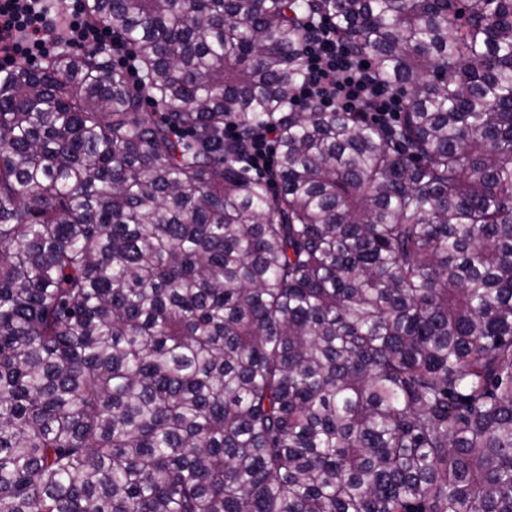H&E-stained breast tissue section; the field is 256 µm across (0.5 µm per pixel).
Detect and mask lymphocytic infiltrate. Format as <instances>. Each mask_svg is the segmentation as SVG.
Segmentation results:
<instances>
[{
  "label": "lymphocytic infiltrate",
  "mask_w": 512,
  "mask_h": 512,
  "mask_svg": "<svg viewBox=\"0 0 512 512\" xmlns=\"http://www.w3.org/2000/svg\"><path fill=\"white\" fill-rule=\"evenodd\" d=\"M78 46L110 50L129 73L137 65L130 51L116 37L89 22L84 7L68 10L59 19L52 0H0V74L20 57H47L60 40ZM305 79L294 91L291 104L302 110L319 105L323 110H366L392 124L405 109V100L388 90L353 57L330 21L313 20L303 46ZM274 132L258 131L249 142L244 166L250 175L271 177L275 160Z\"/></svg>",
  "instance_id": "1"
}]
</instances>
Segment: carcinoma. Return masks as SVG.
Returning <instances> with one entry per match:
<instances>
[{
	"label": "carcinoma",
	"instance_id": "1",
	"mask_svg": "<svg viewBox=\"0 0 512 512\" xmlns=\"http://www.w3.org/2000/svg\"><path fill=\"white\" fill-rule=\"evenodd\" d=\"M86 8L143 80L0 77V512H512V0ZM316 16L397 124L286 109ZM274 132L258 131L249 142L244 156V167L251 176L271 177L275 168ZM269 162V165H266Z\"/></svg>",
	"mask_w": 512,
	"mask_h": 512
}]
</instances>
